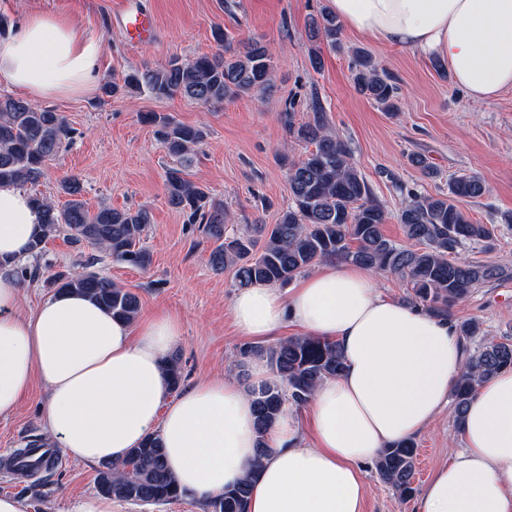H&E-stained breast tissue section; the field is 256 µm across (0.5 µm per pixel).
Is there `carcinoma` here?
<instances>
[{
    "mask_svg": "<svg viewBox=\"0 0 512 512\" xmlns=\"http://www.w3.org/2000/svg\"><path fill=\"white\" fill-rule=\"evenodd\" d=\"M341 26L336 16L320 12L312 19L310 38L336 44ZM213 37L222 51L189 61L178 58L159 68L135 69L103 88L110 97L120 91H145L155 98L177 93L195 101L222 103L243 95L263 94L272 85L273 55L268 46L249 39L233 42L221 28ZM358 90L387 112L396 109L399 87L371 56L357 52L352 61ZM144 120L167 153L190 161L194 147L205 137L201 128L175 121L167 115L148 112ZM288 134L313 146L305 157L288 162L291 204L275 224H252L247 233L226 235L228 215L220 203L208 201L205 192L171 167L166 171L165 191L169 205L183 212L192 224L203 225L215 247L209 255L217 271L233 269L238 289L262 284L285 285L318 263L339 259L370 271L399 277L411 288V299L429 312L445 316L451 305L472 288L509 275V271L470 261L451 260L449 255L465 244L487 243L492 230L473 222L453 202L485 194L481 178L456 176L446 196L408 194L399 213L406 236L418 244L409 249L383 233L388 213L350 161L347 146L328 129L326 113L313 106L308 121L295 123L290 102L281 112ZM65 118L49 108L20 98L0 95V183H35L49 160L71 139ZM69 199L60 208L39 196L33 201L43 213L44 235L33 245L40 253L45 241L65 231L70 240L105 250L112 260L145 269L150 254L140 242L151 224L144 208L118 210L103 207L90 213L82 200L83 188L75 178L61 181ZM49 283L57 291L90 297L112 316L128 322L140 311L139 296L120 287L98 271L57 273ZM260 356L266 359L270 380L251 385L247 394L255 412L258 456L266 451V435L286 411L288 404L307 403L317 386L343 370L339 346L307 336H292L270 345H249L239 350V362ZM512 368V340H490L467 359L464 372L450 396L453 416L461 424L467 404L482 382L499 371ZM417 445L414 440L396 442L379 453L376 470L402 497L414 492ZM258 474L252 468L241 482L227 487L208 501L210 512H247L252 483ZM97 490L103 496L147 504H163L183 497L168 468L163 445L156 434L130 449L123 460L101 465Z\"/></svg>",
    "mask_w": 512,
    "mask_h": 512,
    "instance_id": "cac0c4a2",
    "label": "carcinoma"
}]
</instances>
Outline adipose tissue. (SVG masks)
<instances>
[{"label": "adipose tissue", "instance_id": "obj_1", "mask_svg": "<svg viewBox=\"0 0 512 512\" xmlns=\"http://www.w3.org/2000/svg\"><path fill=\"white\" fill-rule=\"evenodd\" d=\"M352 32L447 64L477 101L512 89V0H331ZM100 38L31 14L0 38V77L34 99L91 91ZM43 216L23 188L0 185V418L34 381L47 391L52 437L72 458L117 462L159 435L180 489L208 501L260 469L248 512H362L363 466L423 434L448 405L466 355L456 326L383 297L370 270L328 263L293 288L239 289L238 332L267 339L287 326L336 342L339 376L310 400L306 423L284 414L257 457L254 412L237 379L200 378L172 395L165 370L182 336L173 317L128 323L78 293L29 314L12 268L29 256ZM464 445L421 487L416 512H512V370L482 382L461 426Z\"/></svg>", "mask_w": 512, "mask_h": 512}]
</instances>
